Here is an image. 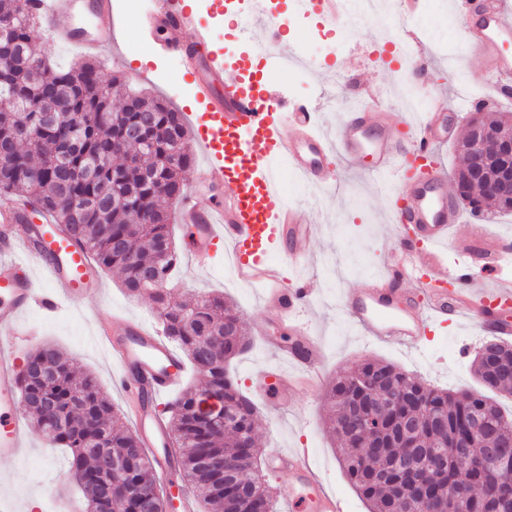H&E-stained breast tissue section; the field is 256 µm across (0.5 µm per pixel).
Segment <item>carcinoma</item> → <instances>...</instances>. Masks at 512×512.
I'll return each instance as SVG.
<instances>
[{
  "instance_id": "obj_1",
  "label": "carcinoma",
  "mask_w": 512,
  "mask_h": 512,
  "mask_svg": "<svg viewBox=\"0 0 512 512\" xmlns=\"http://www.w3.org/2000/svg\"><path fill=\"white\" fill-rule=\"evenodd\" d=\"M36 13L28 0H0V54L13 65L0 75V191L49 213L63 233L86 249L99 266L117 270L134 296H147L157 311L167 340L175 344L205 377L199 390L188 388L168 406L176 463L196 497L221 512H253L258 500L273 501L268 480L258 470L255 436L257 407L230 376L228 365L243 351L241 318L222 295L172 298L179 253L159 202H179L195 157L188 146L180 113L144 94L124 95L127 107L112 105L117 80L107 81L101 69L85 61L68 69L51 67L32 45ZM66 107L59 112L57 108ZM54 112L47 126L43 114ZM470 124L512 131V114L493 123L473 116ZM138 137H128L130 129ZM469 143L460 145L462 166L455 172L459 198L474 208L483 204L512 212V201L497 200L467 183ZM133 158L131 168L118 159ZM20 400L34 424L51 436L56 448L71 454V476L86 502V512H130L133 499L112 501L107 510L105 487L123 479L152 498L157 512L164 500L151 457L133 433L118 425L111 402L89 374L79 376L73 360L52 344L37 348L24 364ZM474 372L481 389L463 396L426 384L396 365L367 360L336 374L327 386L335 407L327 422L339 442L341 464L369 512H405L399 488L411 481L399 465L400 443L392 436L402 425H416L417 447L436 451L445 460L425 488L435 512H447L448 497L459 486L471 493L469 512H512V487L503 484L505 469L462 462L455 442L473 415L488 432L471 438L472 459L492 444L512 464V418L505 417L486 392L512 394V345L499 343L477 352ZM398 394L397 403L379 416L385 437L363 428L352 434L350 417L369 410L381 386ZM245 404L236 426L223 430L203 413L201 396ZM67 416L68 426L52 430L46 409ZM124 462L121 473L102 467L101 455ZM231 457L238 469L231 476L206 470L199 458Z\"/></svg>"
}]
</instances>
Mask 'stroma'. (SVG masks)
Listing matches in <instances>:
<instances>
[{
	"label": "stroma",
	"mask_w": 512,
	"mask_h": 512,
	"mask_svg": "<svg viewBox=\"0 0 512 512\" xmlns=\"http://www.w3.org/2000/svg\"><path fill=\"white\" fill-rule=\"evenodd\" d=\"M443 2L445 12L433 7L425 16L431 24V38L422 45L423 69L414 76V83L427 91L445 89L456 99L465 100L468 109L461 114L465 121L470 118V108L475 106L481 107L489 118L500 112L512 113V97L498 96L488 87L466 92L464 85L453 77L454 65L447 55L434 51L433 40H441L448 47L463 41L462 15L454 0ZM189 5L211 29L215 47L225 52L228 75L254 78L258 89L265 93L290 104L309 105L312 125L327 136H335L354 98L345 84L347 72H357L387 99L392 111L400 109L399 98L405 87L394 75L397 61L391 54L383 59L377 55L378 49L394 36L391 23L374 18L365 20L343 49L328 57L299 32H284V45L295 47L314 65L306 85L291 89L269 75L262 31L245 38L224 9L209 8L206 0H189ZM117 30L123 56L116 61L99 58L105 75L118 78L123 88L139 89L149 97L162 100L183 115L199 111L193 94L174 92L164 80L170 69L179 67L180 61L163 47L161 35L145 25L127 22L118 24ZM330 164L335 169V179L318 205L309 203L302 182L290 171L281 173L282 191L288 194L291 205L307 208L311 220L320 229L314 255L303 270L313 290L306 317L324 351L320 380L314 385L300 382L284 414L276 416L260 411L256 433L264 454L273 449H307L312 464L322 472L329 489L346 501L349 512H368L366 502L340 465L336 445L325 430L324 420L331 411L325 396L328 382L339 371L368 359H381L438 388L474 389L478 386L472 370L475 354L493 335L466 319L437 324L420 350L409 351L393 344L371 343L355 329L342 307V296L356 288L361 277L384 271L388 253L396 246L395 228L383 215V198L370 193L371 175L363 172L358 163L337 154L331 156ZM226 258V253H219L206 271L195 269L190 261H182L175 274L180 283L177 293L189 297L213 291L234 304L243 321L244 339L249 348L232 361L229 371L241 392L248 396L255 385L262 383L265 372L278 367L279 362L266 341L282 340L283 334L262 313L260 285L235 288L225 284ZM102 278L105 290L102 298L75 299L64 303L50 316L37 311L27 314L22 324L30 335L25 349L30 352L44 342L56 343L75 359L83 372L96 378L124 425L129 427L133 424L131 415L114 383L117 367L98 344L94 323L118 314L142 319L151 327L157 321L152 301L146 297L127 298L116 271H103ZM68 469L67 451L53 447L49 437L35 427L29 430V452L25 458L17 462L0 461V474L11 476L14 491L22 503L38 501V512H79L78 495Z\"/></svg>",
	"instance_id": "obj_1"
}]
</instances>
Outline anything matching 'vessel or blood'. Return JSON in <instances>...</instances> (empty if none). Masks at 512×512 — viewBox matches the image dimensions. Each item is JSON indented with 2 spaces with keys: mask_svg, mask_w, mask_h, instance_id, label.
<instances>
[{
  "mask_svg": "<svg viewBox=\"0 0 512 512\" xmlns=\"http://www.w3.org/2000/svg\"><path fill=\"white\" fill-rule=\"evenodd\" d=\"M344 0H313L320 18L336 26L345 21ZM467 12L464 42L476 53L484 76L493 86L512 83V6L507 0H463ZM34 11L54 18L51 41L97 56L112 48V0H32ZM422 0H400L403 20L399 36L419 47L411 21ZM154 23L167 47L184 59V69L196 86L224 91L206 105L198 119V147L203 163L192 179V194L178 205L181 224L188 231V255L199 269H208L217 247L228 249L242 281L262 283V310L287 329L293 341L276 345L274 352L289 364L318 376L321 346L299 314L310 300L307 280L288 281L269 257L280 252L300 267L313 255L316 225L306 223L300 209L282 201L272 161L284 158L308 188L334 179L327 163L331 153L365 163L367 171L400 176V187L387 202V215L404 229L385 271L363 278L359 288L343 298V305L364 335L380 342L416 347L430 325L469 315L493 323L498 335L512 336V320L498 317L512 305V277L503 269L512 257V240L491 233L480 239H451L460 221L450 202L448 176L436 160L435 146L457 132L455 101L442 92L429 94L424 116L413 123L393 118L381 98L360 87L362 106L348 113L335 139L317 132L306 113H297L299 134L286 130L284 103L256 92L239 79H225L224 63L211 50L209 34L200 29L196 14L184 0H156ZM282 18L254 15L243 35L262 29L277 37ZM262 152H255V145ZM425 162L428 174L417 178L407 169L409 158ZM225 188V199L200 206L197 195L212 184ZM454 243L461 256L449 265L443 252ZM466 284L465 293L450 292L449 284ZM100 271L84 248L53 224H27L15 202L0 205V460L18 461L28 452L27 434L17 410L22 373L18 352L25 337L21 322L27 312L50 315L61 302L102 297ZM96 336L119 367L118 381L127 398L136 400L133 413L144 447L150 449L163 485L176 474L170 436L160 400L181 388L186 365L156 332L131 319L97 323ZM275 386L262 393L271 410H278L290 389L288 373L274 376ZM271 471L294 477L303 498L293 501L294 512H347L342 498L328 492L306 449L274 451L267 456Z\"/></svg>",
  "mask_w": 512,
  "mask_h": 512,
  "instance_id": "vessel-or-blood-1",
  "label": "vessel or blood"
}]
</instances>
